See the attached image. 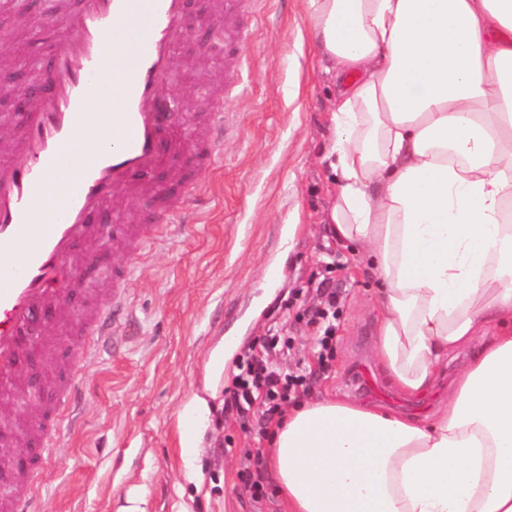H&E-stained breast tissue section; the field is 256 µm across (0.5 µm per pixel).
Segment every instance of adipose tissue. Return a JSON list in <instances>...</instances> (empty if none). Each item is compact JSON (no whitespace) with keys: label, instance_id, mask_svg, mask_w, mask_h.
I'll return each mask as SVG.
<instances>
[{"label":"adipose tissue","instance_id":"adipose-tissue-1","mask_svg":"<svg viewBox=\"0 0 512 512\" xmlns=\"http://www.w3.org/2000/svg\"><path fill=\"white\" fill-rule=\"evenodd\" d=\"M339 83L328 219L385 285L382 368L402 392L482 338L416 422L292 406L268 465L288 512H512V0H309Z\"/></svg>","mask_w":512,"mask_h":512}]
</instances>
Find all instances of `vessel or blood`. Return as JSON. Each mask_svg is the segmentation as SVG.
I'll return each instance as SVG.
<instances>
[{"instance_id":"vessel-or-blood-1","label":"vessel or blood","mask_w":512,"mask_h":512,"mask_svg":"<svg viewBox=\"0 0 512 512\" xmlns=\"http://www.w3.org/2000/svg\"><path fill=\"white\" fill-rule=\"evenodd\" d=\"M185 33V0H81L47 29L53 49L43 97L16 117L22 137L0 157V386L13 387L26 332L49 304L64 302L79 269L73 263L79 244L104 240V225L93 215L142 180L147 205L158 199L157 221L127 227L126 246L167 237L188 207L191 179L179 190L151 182L169 166L182 141L178 112L160 89L173 72ZM249 32L235 25L227 40L224 88L238 98L247 89L239 59ZM111 102L107 113H92L94 102ZM209 136L194 140L200 158L224 136V108L207 115ZM125 311L113 299L107 312H86L94 339L83 354L104 348L115 336ZM73 386L63 387L56 404L60 417L41 425L43 460L53 463L55 441L76 422ZM7 512H42L39 489L19 488Z\"/></svg>"}]
</instances>
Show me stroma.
Listing matches in <instances>:
<instances>
[{
	"label": "stroma",
	"instance_id": "35a3bbf8",
	"mask_svg": "<svg viewBox=\"0 0 512 512\" xmlns=\"http://www.w3.org/2000/svg\"><path fill=\"white\" fill-rule=\"evenodd\" d=\"M251 37L243 50L248 92L229 103V132L214 164L192 149L178 152L165 181L185 172L202 182L183 223L166 245L148 246L126 285L127 333L115 337L92 360L82 359L70 312L108 306L113 268L125 265L123 244L101 251L82 246L77 257L103 270L73 288L54 311L46 336L60 340L57 353H40L34 366L20 365L19 379L36 377L44 393L66 384L82 395L81 420L57 464L35 472L46 512H284L273 478L268 496L252 500L246 466L262 448L236 411L225 408L244 353L271 325L294 340L283 366L311 369L299 401L336 398L359 405L370 399L350 383V370L368 359L385 390L393 385L376 348L380 284L366 270L367 257L353 244L332 238L326 211L336 193L325 158L334 140L330 122L338 87L309 41L308 0H250ZM52 0H0V69L12 91L0 93V114L15 111L25 85L38 81L48 49L33 35ZM224 0H187V16L209 19L188 27L175 70L163 86L194 106L182 113L206 135L202 116L224 93V31L216 20ZM329 272L341 301L333 350L319 362L315 326L304 310L318 306L309 278ZM239 339L225 372L208 376L211 352L227 337ZM475 352L450 354L423 399L417 420L448 402L458 372ZM207 401L203 416L190 419L195 398ZM41 406L23 403L18 391L0 390V494L11 486L16 456L28 446L19 424L36 419ZM197 430L198 453L183 448Z\"/></svg>",
	"mask_w": 512,
	"mask_h": 512
}]
</instances>
